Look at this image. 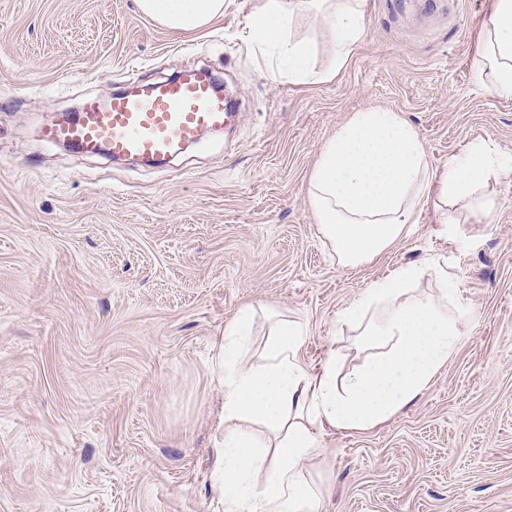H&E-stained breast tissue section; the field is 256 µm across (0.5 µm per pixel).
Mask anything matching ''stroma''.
<instances>
[{
	"mask_svg": "<svg viewBox=\"0 0 512 512\" xmlns=\"http://www.w3.org/2000/svg\"><path fill=\"white\" fill-rule=\"evenodd\" d=\"M490 0H366L332 81L274 79L226 0L179 32L136 0H0V512H224L208 478L224 434L218 342L246 306L302 320L319 364L336 318L393 268L439 255L471 310L413 404L367 431L328 429L309 461L322 512H512V175L490 224L412 234L357 268L318 237L307 181L353 112L402 113L434 168L471 142L512 154V99L476 85ZM211 68L239 103L232 140L167 167L45 143L42 126L125 82Z\"/></svg>",
	"mask_w": 512,
	"mask_h": 512,
	"instance_id": "stroma-1",
	"label": "stroma"
}]
</instances>
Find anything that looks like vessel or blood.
<instances>
[{"mask_svg": "<svg viewBox=\"0 0 512 512\" xmlns=\"http://www.w3.org/2000/svg\"><path fill=\"white\" fill-rule=\"evenodd\" d=\"M234 120L217 76L201 68L157 81L145 94L114 93L104 106L86 100L72 121L44 126L41 136L85 154L161 161L205 133L230 129Z\"/></svg>", "mask_w": 512, "mask_h": 512, "instance_id": "obj_1", "label": "vessel or blood"}]
</instances>
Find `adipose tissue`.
<instances>
[{
    "label": "adipose tissue",
    "instance_id": "obj_1",
    "mask_svg": "<svg viewBox=\"0 0 512 512\" xmlns=\"http://www.w3.org/2000/svg\"><path fill=\"white\" fill-rule=\"evenodd\" d=\"M225 0H137L139 12L170 30L204 29ZM309 21L310 33L298 25ZM365 29L364 0H258L246 41L271 75L302 86L332 81ZM473 63L477 85L512 98V0H491ZM512 156L479 141L433 169L418 129L402 114L368 108L342 124L311 170L307 200L322 240L344 267H356L407 238L432 203L440 235L458 224H490L501 206L492 183ZM429 287H422V280ZM439 259L402 265L373 282L338 315L355 337L354 364L328 345L318 367L302 364V321L280 319L263 342L253 309L220 339L224 442L213 467L224 512H318L326 484L305 470L324 453L325 429L366 430L409 406L458 349L470 310Z\"/></svg>",
    "mask_w": 512,
    "mask_h": 512
}]
</instances>
